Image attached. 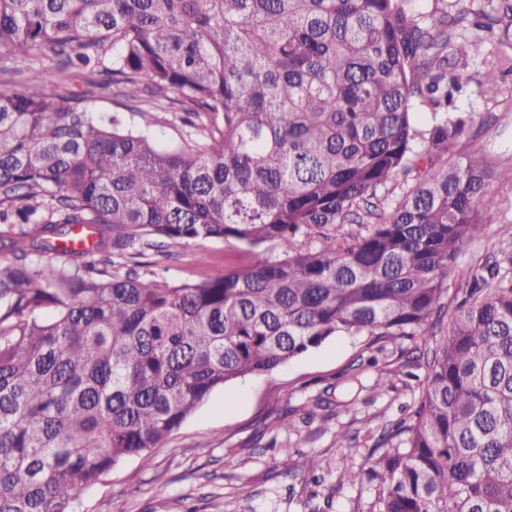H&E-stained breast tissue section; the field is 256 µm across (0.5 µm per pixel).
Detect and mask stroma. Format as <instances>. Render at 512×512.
Returning <instances> with one entry per match:
<instances>
[{"label":"stroma","mask_w":512,"mask_h":512,"mask_svg":"<svg viewBox=\"0 0 512 512\" xmlns=\"http://www.w3.org/2000/svg\"><path fill=\"white\" fill-rule=\"evenodd\" d=\"M38 66L45 90L82 92L93 110L116 108L111 90L91 86V74L66 81L55 63L0 55V89L25 83ZM474 80L459 98V111L474 121L449 159L467 151L490 161L487 191L497 201L484 213L487 229L458 256L460 271L512 250V70H496V100L481 94L486 79L475 63ZM169 257L150 255L162 277L200 282L239 268L241 248L221 241L171 244ZM210 257L200 266L199 254ZM402 346L365 348L354 336H335L273 372L249 375L214 391L199 410L161 445L151 465L130 459L73 502L71 512H368L377 484L369 479L338 485L342 466L367 470L385 428L411 421L425 370L406 364ZM290 449L289 472L278 461ZM320 468L310 471V458Z\"/></svg>","instance_id":"obj_1"}]
</instances>
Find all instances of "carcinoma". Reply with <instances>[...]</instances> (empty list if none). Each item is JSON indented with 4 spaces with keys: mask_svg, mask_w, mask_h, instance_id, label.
<instances>
[{
    "mask_svg": "<svg viewBox=\"0 0 512 512\" xmlns=\"http://www.w3.org/2000/svg\"><path fill=\"white\" fill-rule=\"evenodd\" d=\"M417 2L0 0V53L96 67L195 129L164 147L36 72L0 91V512H70L213 391L340 335L425 359L371 512H512V252L443 302L496 207L483 156L448 161L456 100L512 0ZM208 240L249 262L139 273ZM167 250L172 254L171 258L157 256L149 251L148 256L141 260L156 264L152 269L172 281L198 283L220 271L239 268L248 261L241 248L222 241H204L189 245L174 243ZM200 253L209 255V266L201 267L197 263Z\"/></svg>",
    "mask_w": 512,
    "mask_h": 512,
    "instance_id": "1",
    "label": "carcinoma"
}]
</instances>
